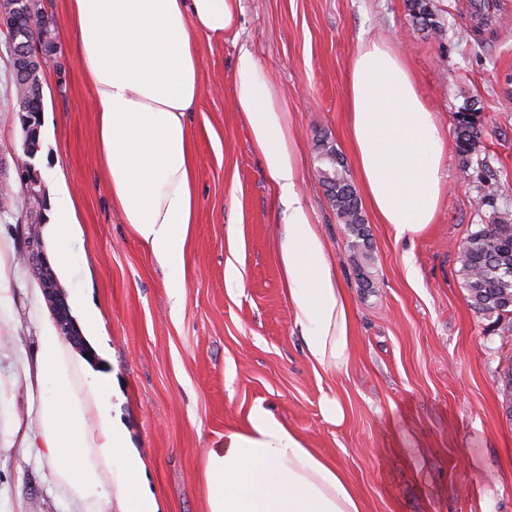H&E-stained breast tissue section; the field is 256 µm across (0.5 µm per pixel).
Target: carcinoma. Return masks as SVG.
<instances>
[{
    "label": "carcinoma",
    "instance_id": "carcinoma-1",
    "mask_svg": "<svg viewBox=\"0 0 512 512\" xmlns=\"http://www.w3.org/2000/svg\"><path fill=\"white\" fill-rule=\"evenodd\" d=\"M413 23L423 30L439 31L431 0H408ZM16 100L28 101L27 108L43 103L42 87L37 81L18 80L12 76ZM482 131L474 119L456 124L455 144L463 165H468ZM318 169L327 195L336 210L338 221L353 237V251L367 261L371 259L366 238L360 201L351 183L344 159L335 149L322 145ZM462 286L467 292L469 306L478 314L501 320L512 315V214L494 211L490 223L480 224L458 246Z\"/></svg>",
    "mask_w": 512,
    "mask_h": 512
}]
</instances>
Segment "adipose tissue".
Listing matches in <instances>:
<instances>
[{"label":"adipose tissue","instance_id":"ef3b65f1","mask_svg":"<svg viewBox=\"0 0 512 512\" xmlns=\"http://www.w3.org/2000/svg\"><path fill=\"white\" fill-rule=\"evenodd\" d=\"M240 0H69L97 113V156L113 208L169 274L177 296L197 196L193 132L200 54L190 31L220 42L237 24ZM236 111L288 208L280 262L308 359L347 366L354 342L350 304L331 269L309 208L298 195L299 154L285 107L249 50L233 76ZM350 144L366 199L397 235L431 224L444 192L443 143L433 113L405 62L387 44L363 47L348 73ZM74 201L58 183L40 234L58 280L78 263ZM38 350L24 374L33 423H14L17 447L51 466L66 512H159L146 483L148 461L112 416V376L90 374L86 357L36 315ZM207 512H363L339 468L309 448L269 409L225 431L203 467Z\"/></svg>","mask_w":512,"mask_h":512}]
</instances>
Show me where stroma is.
Listing matches in <instances>:
<instances>
[{
  "label": "stroma",
  "mask_w": 512,
  "mask_h": 512,
  "mask_svg": "<svg viewBox=\"0 0 512 512\" xmlns=\"http://www.w3.org/2000/svg\"><path fill=\"white\" fill-rule=\"evenodd\" d=\"M487 2L478 11L474 0H433L438 35L416 30L406 0H241L237 27L223 41L192 30L203 85L189 114L197 210L175 300L160 264L112 207L92 89L71 48L69 0H39L54 45L42 51L44 112L32 159L0 34V230L23 245L31 216L48 212L49 193L34 209L17 199L25 165L43 184L64 174L81 227L72 285L102 313L101 340L121 392L113 408L149 460L162 512H207L205 451L245 425L257 404L337 466L366 512H512V417L502 383L512 336L471 309L457 258L459 242L491 214L480 203L482 181L493 183L497 206L512 211V0ZM373 40L403 57L434 113L448 189L432 224L415 236L397 237L363 208L374 258V285L365 288L319 178L317 147L333 145L358 182L347 75ZM244 47L285 104L300 144L301 197L350 301L355 340L339 372L309 361L293 323L280 265L287 208L234 107ZM471 100L481 106L482 137L466 168L454 129ZM231 266L237 278L227 276ZM11 284L15 331L0 334V381L14 386L0 406V512H64L49 465L9 442L29 407L13 380L37 351L34 279L22 260L12 265ZM328 399L342 406L341 422L325 416Z\"/></svg>",
  "instance_id": "stroma-1"
}]
</instances>
